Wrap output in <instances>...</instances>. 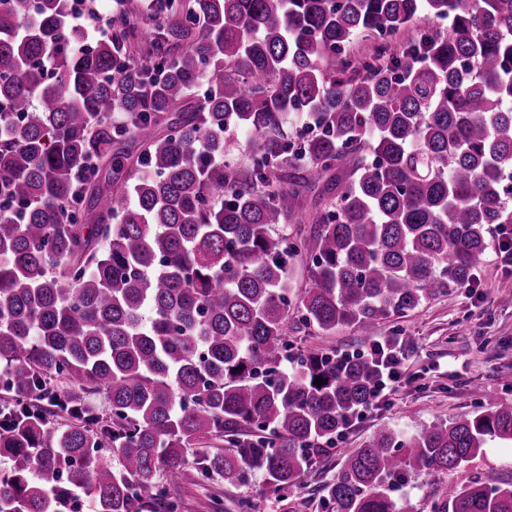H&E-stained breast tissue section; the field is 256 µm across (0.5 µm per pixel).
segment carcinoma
<instances>
[{"label":"carcinoma","instance_id":"carcinoma-1","mask_svg":"<svg viewBox=\"0 0 512 512\" xmlns=\"http://www.w3.org/2000/svg\"><path fill=\"white\" fill-rule=\"evenodd\" d=\"M115 2L86 47L68 0H0V512H176L156 476L192 449L198 477L258 470L285 500L376 374L293 357L288 327L369 334L470 284L512 224V0ZM495 440L512 400L381 428L322 498L415 512L396 486ZM447 496L512 512V481Z\"/></svg>","mask_w":512,"mask_h":512}]
</instances>
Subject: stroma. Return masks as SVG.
<instances>
[{
    "instance_id": "35a3bbf8",
    "label": "stroma",
    "mask_w": 512,
    "mask_h": 512,
    "mask_svg": "<svg viewBox=\"0 0 512 512\" xmlns=\"http://www.w3.org/2000/svg\"><path fill=\"white\" fill-rule=\"evenodd\" d=\"M507 279H512V269L502 264L496 248H489L477 262L475 288L436 294L405 316L378 324L372 339H392L409 348L398 388L337 437L332 454L312 467L287 502L268 492L261 472L232 486L217 477L200 479L190 467L169 487L178 512H239L243 500L251 502L255 512H326L321 485L332 480L345 456L362 447L379 428L413 432L424 424L479 410L489 398L512 399V294L499 289ZM288 341L297 353L321 348L345 355L361 351L370 339L356 327L341 326L330 335L313 329L292 331ZM476 478L511 480L512 444L490 443L448 477L413 479L402 494L419 512H432L447 483Z\"/></svg>"
}]
</instances>
